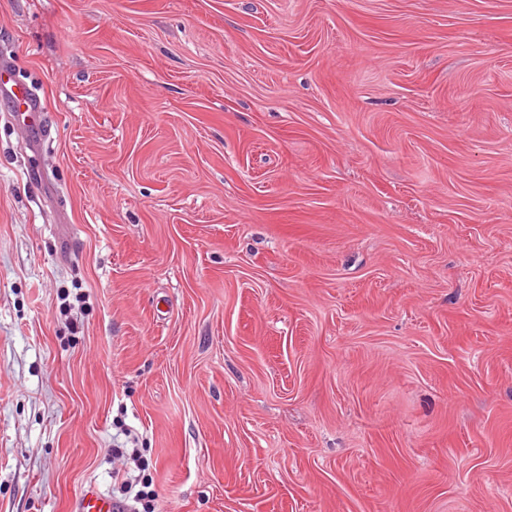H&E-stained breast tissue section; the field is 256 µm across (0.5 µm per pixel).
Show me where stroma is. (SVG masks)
Returning <instances> with one entry per match:
<instances>
[{"mask_svg": "<svg viewBox=\"0 0 512 512\" xmlns=\"http://www.w3.org/2000/svg\"><path fill=\"white\" fill-rule=\"evenodd\" d=\"M140 460L512 512V0H0V512Z\"/></svg>", "mask_w": 512, "mask_h": 512, "instance_id": "stroma-1", "label": "stroma"}]
</instances>
